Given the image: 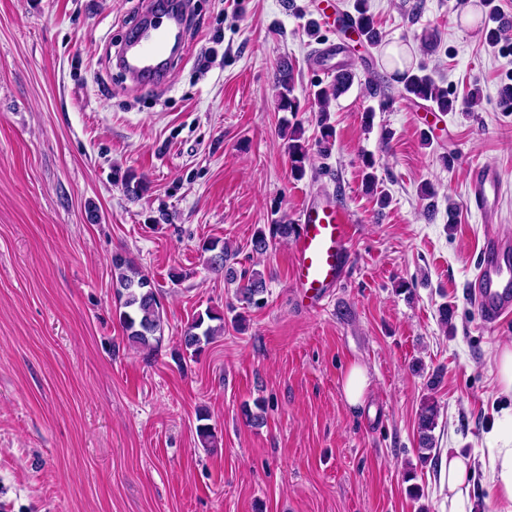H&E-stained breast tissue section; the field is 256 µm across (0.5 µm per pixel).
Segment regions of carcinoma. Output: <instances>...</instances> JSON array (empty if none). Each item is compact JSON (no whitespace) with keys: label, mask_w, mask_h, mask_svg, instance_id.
Listing matches in <instances>:
<instances>
[{"label":"carcinoma","mask_w":512,"mask_h":512,"mask_svg":"<svg viewBox=\"0 0 512 512\" xmlns=\"http://www.w3.org/2000/svg\"><path fill=\"white\" fill-rule=\"evenodd\" d=\"M355 15L359 20V34L372 44L380 40L378 29L372 14L369 13L368 0H355ZM353 79L346 72L336 74L331 84L318 89L315 98L321 113H326L331 99L345 92ZM275 88L278 107L282 111L296 112L299 102L293 95L294 77L291 67L283 65L278 71ZM402 94L413 100L420 98L430 103L437 112H451L456 108V100L448 97V90L436 83L433 77L425 73V66L418 65L408 69L402 76ZM288 154L292 164V173L301 177L306 165L310 162L309 150L301 141V128L295 127L288 132ZM295 224L283 217L272 224L257 229L252 238V249L256 253L268 250L270 244L284 241L293 236ZM202 252L207 254L204 260L208 270L222 273L228 279L242 281L237 289L239 298L247 305L263 303L266 292V280L258 270L235 269L237 252L218 239L203 243ZM112 283L117 294L120 307V322L130 344L141 349L150 356L159 349L164 334L163 308L160 294L151 278L139 265L124 253L112 255ZM224 333V314L208 309L197 314L184 328L179 342L182 349L190 356L199 355L206 345ZM438 409L433 403L421 407L418 428L420 430L421 459L427 458V452L433 449L432 432L437 425ZM209 415L199 413L200 425L196 428L197 436L205 447L212 446L216 441L214 428L206 423Z\"/></svg>","instance_id":"1"}]
</instances>
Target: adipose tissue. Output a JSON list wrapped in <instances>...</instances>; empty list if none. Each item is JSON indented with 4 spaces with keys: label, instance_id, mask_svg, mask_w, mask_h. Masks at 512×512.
I'll return each instance as SVG.
<instances>
[{
    "label": "adipose tissue",
    "instance_id": "1",
    "mask_svg": "<svg viewBox=\"0 0 512 512\" xmlns=\"http://www.w3.org/2000/svg\"><path fill=\"white\" fill-rule=\"evenodd\" d=\"M488 438L491 446L482 459L449 449L448 512H471V490L479 480L492 489L496 512H512V403L501 404Z\"/></svg>",
    "mask_w": 512,
    "mask_h": 512
}]
</instances>
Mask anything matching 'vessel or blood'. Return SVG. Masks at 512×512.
Wrapping results in <instances>:
<instances>
[{
	"mask_svg": "<svg viewBox=\"0 0 512 512\" xmlns=\"http://www.w3.org/2000/svg\"><path fill=\"white\" fill-rule=\"evenodd\" d=\"M181 20L156 15L139 38L122 47L118 62L136 81L164 84L169 50ZM502 176L498 168H476L470 175L466 203L485 226L483 246L472 283L473 300L487 326L497 325L512 309V237L499 226ZM355 218L339 200L308 198L299 208L291 239V284L317 306L339 287L353 263Z\"/></svg>",
	"mask_w": 512,
	"mask_h": 512,
	"instance_id": "1",
	"label": "vessel or blood"
}]
</instances>
